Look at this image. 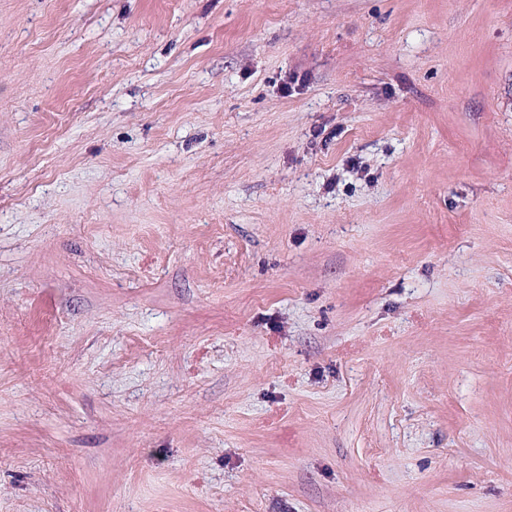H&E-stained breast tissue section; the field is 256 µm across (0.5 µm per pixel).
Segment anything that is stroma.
<instances>
[{
	"label": "stroma",
	"instance_id": "1",
	"mask_svg": "<svg viewBox=\"0 0 512 512\" xmlns=\"http://www.w3.org/2000/svg\"><path fill=\"white\" fill-rule=\"evenodd\" d=\"M0 512H512V0H0Z\"/></svg>",
	"mask_w": 512,
	"mask_h": 512
}]
</instances>
